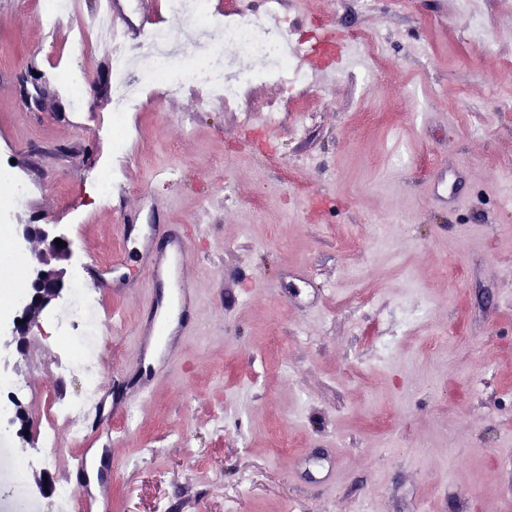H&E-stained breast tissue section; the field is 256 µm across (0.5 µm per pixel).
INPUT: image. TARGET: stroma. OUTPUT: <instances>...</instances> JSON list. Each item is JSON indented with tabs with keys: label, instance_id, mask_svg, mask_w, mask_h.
Returning a JSON list of instances; mask_svg holds the SVG:
<instances>
[{
	"label": "stroma",
	"instance_id": "obj_1",
	"mask_svg": "<svg viewBox=\"0 0 512 512\" xmlns=\"http://www.w3.org/2000/svg\"><path fill=\"white\" fill-rule=\"evenodd\" d=\"M37 10L0 0V154L38 185L24 222L70 240L69 283L99 301L109 402L129 396L114 375L144 371L150 225H187L198 290L189 336L112 425L99 478L112 512H512V112L500 109L512 0H300L281 13L289 33L331 22L358 49L324 84L293 96L253 83L230 107L151 87L126 119L127 230L87 188L112 160L111 34L75 42L95 0H73V26L57 33ZM68 65L98 85L80 112L58 90ZM24 70L38 78L32 107ZM442 158L458 165L461 208L428 201ZM118 254L119 291L87 283L90 261ZM62 308L41 312L6 371L33 391L0 480L40 460L45 420L83 389L81 372L54 363ZM72 464L42 467V491L25 475L18 493L52 512L55 488L81 482Z\"/></svg>",
	"mask_w": 512,
	"mask_h": 512
}]
</instances>
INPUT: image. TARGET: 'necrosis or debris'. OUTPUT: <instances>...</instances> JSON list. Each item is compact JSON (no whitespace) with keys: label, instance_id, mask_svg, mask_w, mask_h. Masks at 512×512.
<instances>
[{"label":"necrosis or debris","instance_id":"obj_1","mask_svg":"<svg viewBox=\"0 0 512 512\" xmlns=\"http://www.w3.org/2000/svg\"><path fill=\"white\" fill-rule=\"evenodd\" d=\"M169 14L186 32L202 29L206 39L195 57H184L180 47L170 42L165 29L150 31L135 47L113 40L109 57L112 67L113 149L124 154L130 132L125 118L137 111L147 87L161 84L171 94L188 87H198L210 96L234 104L243 85L274 80L288 88L307 84L308 76L298 64L292 47V37L280 27L269 26L243 16L234 26L211 17L205 0H168ZM153 58L154 67L141 72L135 66L139 55ZM259 56L266 60L265 70L254 72L247 60Z\"/></svg>","mask_w":512,"mask_h":512}]
</instances>
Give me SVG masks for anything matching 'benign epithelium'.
<instances>
[{"mask_svg": "<svg viewBox=\"0 0 512 512\" xmlns=\"http://www.w3.org/2000/svg\"><path fill=\"white\" fill-rule=\"evenodd\" d=\"M61 239L65 244L58 247L55 240ZM38 241L40 249L35 253V262L31 267L29 279L31 293L20 304L18 318L9 333L0 331V365L8 367L9 361L3 357V352L15 349L22 353L23 343L27 336L40 329L38 321L32 316L34 310L45 309L52 301L59 299L64 291L67 270L63 267H51L45 263V257L51 253H60L62 259L72 257L71 242L66 237L57 236L46 224H21L17 242L19 245Z\"/></svg>", "mask_w": 512, "mask_h": 512, "instance_id": "7a95c632", "label": "benign epithelium"}]
</instances>
